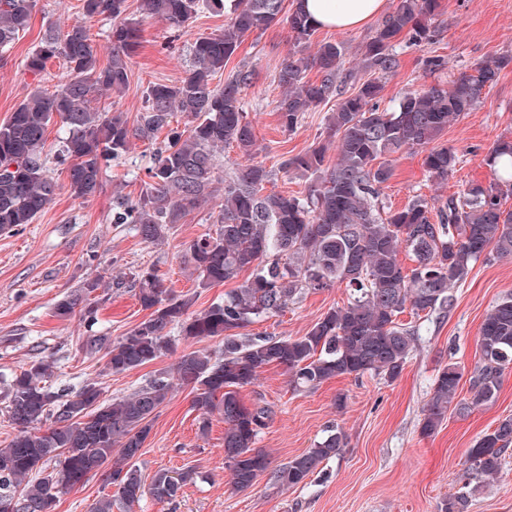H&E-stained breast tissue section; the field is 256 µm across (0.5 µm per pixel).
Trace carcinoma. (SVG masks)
<instances>
[{
	"mask_svg": "<svg viewBox=\"0 0 512 512\" xmlns=\"http://www.w3.org/2000/svg\"><path fill=\"white\" fill-rule=\"evenodd\" d=\"M224 2L142 0L146 16L175 26L205 10L225 11L227 21L224 31L191 44L192 65L185 77L148 87L134 127L123 113L94 105L98 93L119 92L129 82L128 60L138 47L139 23L125 17L126 0H81L86 18L109 22L112 57L107 65L100 66L89 30L79 23L46 32L27 56L33 72L44 71L53 59L63 61L65 72L53 93L31 92L0 125V231L32 223L57 195L59 185L45 150L52 120L59 119L64 130L52 159L67 170L71 193L84 199L99 192L104 166L126 152L131 139L149 140L167 128V143L157 150L150 169L151 183L137 199L115 194L111 222L129 224L144 242L157 244L166 227L206 201L220 181L224 204L215 217V234L191 241L186 256L198 272L200 288L234 282L245 272L249 276L223 301L192 313V299L170 295L154 268L115 277L114 287L132 288L150 315L119 338L99 332L83 339L85 353L103 354L105 371L121 374L173 353V329L184 340L220 337L224 350L184 353L169 376L110 403L101 399L94 383L53 386V363L31 361L6 387L15 434L0 448V512H56L58 495L83 485L93 466L104 467V483L113 493L97 499L90 512H112L117 501L131 510L146 495L157 501L176 498L195 481V470L175 475L159 470L147 485L136 465L153 414L176 386L192 389L201 432L209 428L212 415L224 419V464L234 489L251 488L266 472L283 488L298 487L323 461L343 453L344 432L327 430L311 448L271 471L268 454L255 444L273 411L259 402L245 404L240 389L255 384L271 365L284 370L296 392L341 376L369 374L393 382L416 350L418 336V329L398 316L407 309L427 318L447 316L455 306L454 289L467 281L479 259L512 258V210L504 207L512 195V137L499 138L486 155L493 182L466 185L448 196L437 213L422 197L397 210L381 206L393 176L388 157L404 149L424 151L425 165L437 179L446 181L458 172L457 153L438 140L448 123L473 109L512 58L478 63L446 87L409 90L388 110L380 108V82L363 81L357 71L343 68V44L324 42L311 55L289 56L278 75L282 126L294 129L306 112L334 99L329 129L336 142L322 143L282 165L311 177L305 197L265 194L273 172L252 159L258 139L242 101L254 71L242 66L222 84L213 80L224 73L245 37L283 16L298 48H308L318 28L300 5L285 10V0H232L228 10ZM35 6L36 0H0V51L28 28ZM441 7V0H398L364 42V67L380 73L395 69L394 47L403 37L413 44L435 41L439 30L434 20ZM312 68L314 81L306 79ZM348 85L353 91L346 90ZM177 112L189 122L183 131L171 127ZM332 144L336 163L328 166ZM230 146L247 164L218 179L215 170ZM403 249L415 261L408 271L398 259ZM337 282L350 290L347 303L329 309L304 335L244 333L306 293ZM96 288L98 283L89 282L63 299L57 316L69 317L78 308L84 319L94 321L97 309L89 295ZM477 344L480 357L469 376V398L456 399L464 369L448 361L424 406L423 433L434 432L449 410L464 413L496 396L504 371L512 366V293L486 313ZM510 452L511 416L468 449V490L443 501L440 512H468L471 491L493 482Z\"/></svg>",
	"mask_w": 512,
	"mask_h": 512,
	"instance_id": "carcinoma-1",
	"label": "carcinoma"
}]
</instances>
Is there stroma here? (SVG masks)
Wrapping results in <instances>:
<instances>
[{
    "instance_id": "35a3bbf8",
    "label": "stroma",
    "mask_w": 512,
    "mask_h": 512,
    "mask_svg": "<svg viewBox=\"0 0 512 512\" xmlns=\"http://www.w3.org/2000/svg\"><path fill=\"white\" fill-rule=\"evenodd\" d=\"M434 43L400 41L395 47L398 68L380 75L381 105L389 108L408 90L448 83L474 64L495 57L512 60V0H442ZM128 18L140 21L142 46L129 61L130 80L120 93L100 98L105 106L124 112L136 123L148 86L173 83L190 67L189 48L199 37L224 28V13L199 14L191 23L174 28L142 16L140 0H127ZM84 19L80 0H37L29 29L9 51L0 52V123L8 119L31 91L54 89L63 70L60 61L45 71H28L25 59L48 26ZM295 50L286 22L245 38L227 71L252 68L255 78L243 92L245 112L255 127L257 158L273 173L266 189L284 195L305 196L309 181L283 163L325 142L328 117L335 102L306 113L294 130L279 122L282 97L278 73ZM447 61L444 70L430 72V56ZM512 136V63L499 73L476 107L449 123L440 138L459 157L455 178L440 181L423 165L420 151L406 149L390 158L393 176L382 197L384 206L398 209L415 196L439 204L460 188L461 181L483 184L492 179L484 157L493 142ZM165 133L153 141L133 140L130 149L104 168L103 188L94 197H72L66 174H59L56 199L33 223L9 233L0 232V448L14 435L8 420L5 383L34 359L54 361L55 384L95 382L103 400L120 397L168 373L178 354L204 347L220 351L223 341L198 343L178 340L174 354L119 374L104 371L100 356L82 353L78 345L91 331L112 337L125 335L149 315L132 289L115 288L118 273L156 268L176 295L194 294V310L223 300L225 285L197 289V274L185 258L187 245L214 232L213 218L223 200L215 189L208 202L169 225L162 244L144 242L129 226L111 224L112 198L121 192L139 196L148 180L147 169ZM98 282L92 298L98 303L97 322L88 325L80 315L56 316L58 302L84 283ZM512 292V259L477 261L465 285L455 291L456 303L448 317L425 320L403 313L399 320L420 330L417 350L400 377L392 382L366 375L341 377L309 392L293 391L281 368L271 366L256 384L245 387V402L262 400L273 417L256 445L280 465L310 448L328 427L339 426L347 437L345 452L326 460L306 485L285 489L261 476L245 491L231 487L224 466V421L212 416L207 434L198 430L190 388L176 389L157 411L138 459L144 481L162 469L200 472L171 503L144 498L135 512H439L441 502L466 483L463 462L468 448L498 422L512 415V369L506 370L496 398L465 415L449 413L434 434L421 433L423 406L440 367L453 360L472 368L479 357L480 325L495 303ZM345 286L311 292L284 312L252 324L254 336H301L330 308L346 303ZM344 406H337V398ZM469 512H512V453L506 455L498 479L471 497Z\"/></svg>"
}]
</instances>
